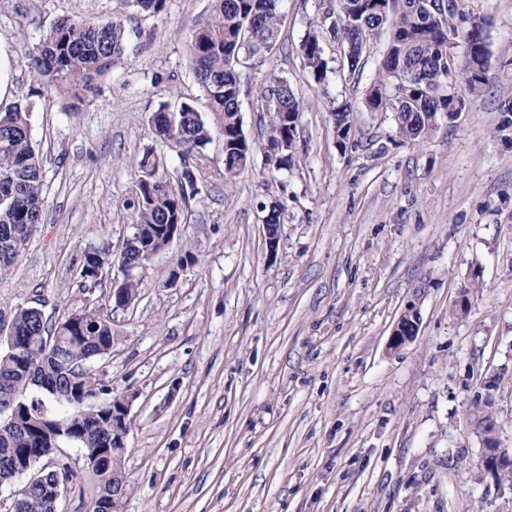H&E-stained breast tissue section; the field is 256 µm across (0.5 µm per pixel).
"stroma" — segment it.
Listing matches in <instances>:
<instances>
[{"label":"stroma","instance_id":"1","mask_svg":"<svg viewBox=\"0 0 512 512\" xmlns=\"http://www.w3.org/2000/svg\"><path fill=\"white\" fill-rule=\"evenodd\" d=\"M329 6L282 0L272 61L239 67L249 167L225 183L224 139L214 137L184 236L148 263L137 301L113 312L118 266L85 288L83 256L104 242L120 253L144 150L161 171L178 169L148 117L183 97L205 109L188 41L211 0H167L155 16L119 0H0V108L29 105L47 198L0 280V312L111 313L112 351L87 368L138 394L123 512H512V490L480 476L473 417L492 402L512 452V0H462L486 38L488 82L474 94L458 73L464 108L419 143L401 141L392 113L364 105L388 29L353 75L341 42L327 40L326 80L309 77L300 45ZM115 15L128 40L97 96L74 111L34 92L25 48L58 18ZM273 73L303 106L288 170L264 155ZM335 100L355 107L342 143ZM271 203L282 207L272 254ZM187 250L196 261L177 270ZM409 303L418 332L390 349ZM42 464L77 474L57 512H93L96 477L75 445Z\"/></svg>","mask_w":512,"mask_h":512}]
</instances>
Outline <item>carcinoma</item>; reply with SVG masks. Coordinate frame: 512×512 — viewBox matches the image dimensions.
<instances>
[{
  "instance_id": "obj_1",
  "label": "carcinoma",
  "mask_w": 512,
  "mask_h": 512,
  "mask_svg": "<svg viewBox=\"0 0 512 512\" xmlns=\"http://www.w3.org/2000/svg\"><path fill=\"white\" fill-rule=\"evenodd\" d=\"M166 2L120 0L123 6L153 15L163 12ZM211 2V14L197 25L189 40L190 64L209 114L202 113L194 99L184 98L175 108L166 102L159 104L148 117L152 134L176 153L181 169L176 177L178 188L174 189L151 154L139 160L134 195L124 207L133 210L140 238L135 246L120 253L119 266L124 269L146 260L148 254L165 250L179 237L176 226L187 224L189 203L198 193V174L213 129L224 134L225 181L246 168L253 154V145L243 132L239 66L246 60L264 63L276 52L280 0ZM429 2L389 0L382 12L375 9L378 0H334L329 13L334 21L308 32L301 44L304 66L312 80L321 84L328 69L323 48L327 38L339 39L350 47L346 61L354 73L370 36L389 25L387 54L365 106L372 112L393 113L397 134L410 142L426 139L448 113L446 43L448 35L458 33V23L467 22L457 10L436 21L428 16L415 18V4L426 6ZM125 44V28L117 18L91 22L67 17L58 20L25 54L32 61L33 78L39 85L55 96L80 102L97 90L117 64ZM465 58L469 88L477 93L488 82L483 71L486 46L465 42ZM262 98L269 115L265 155L277 158L276 168L286 169L298 152L302 105L288 80L274 73ZM353 112L347 102L331 111L340 144L348 138ZM43 178L32 141L29 108L17 104L0 110V278L15 265L34 226L42 221ZM110 264V247H93L85 252L80 277L90 281ZM141 285L142 280L126 275L118 284V296L132 304ZM9 324L21 357L0 356V390H14L24 405L18 410V423L0 435V479L14 472L13 464L21 453L38 468L43 453L62 442L57 437L59 421L67 424V438L77 447L112 451V407L121 404L125 394H112V385L90 373L74 372L75 366L110 354L115 336L112 316L98 310L74 311L50 325L36 309L18 306L11 311ZM492 407L488 401L476 413L477 428L484 429L490 442L502 427ZM125 452L124 448L114 452L103 468L94 471L96 500L107 504V512H119L128 492ZM74 478L76 473L66 467L49 471L38 468L13 512H57L55 490Z\"/></svg>"
}]
</instances>
